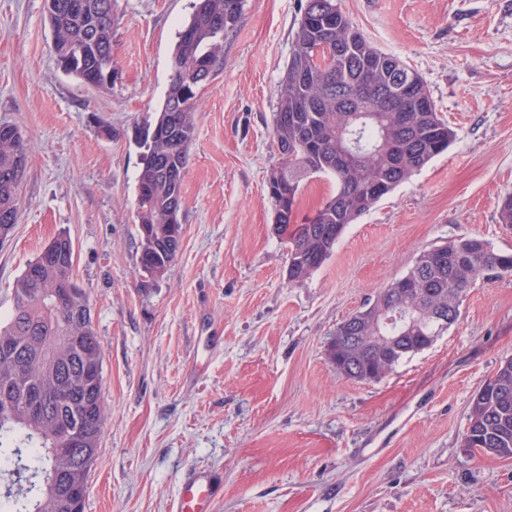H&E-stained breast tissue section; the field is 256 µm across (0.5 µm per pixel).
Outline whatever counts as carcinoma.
I'll list each match as a JSON object with an SVG mask.
<instances>
[{
    "mask_svg": "<svg viewBox=\"0 0 512 512\" xmlns=\"http://www.w3.org/2000/svg\"><path fill=\"white\" fill-rule=\"evenodd\" d=\"M60 68L82 83L112 70V0H44ZM321 17L302 6L287 70L277 86L272 134L281 155L267 184L288 182V211L276 214L275 231L288 244V276L303 280L332 254L345 229L396 187L446 151L454 131L438 115L420 75L398 57L377 49L336 0ZM243 0H196L190 21L170 57V84L155 123L144 131L147 153L138 181L140 267L163 275L180 250L181 206L173 196L182 185L194 137L197 89L222 67L224 31L241 19ZM393 82L399 99L371 102L369 112H346L337 93H362ZM288 115L286 122L280 116ZM166 123L154 134L156 123ZM27 161L19 131L0 125V172ZM335 183L332 193L305 224L294 223L305 181ZM21 180L0 177V239L19 214ZM54 260L37 256L13 288L14 308L0 320V481L22 471L26 490L2 494L8 512H78L99 453L105 418L103 351L85 292L74 304H53L74 273L75 250L60 233ZM512 274V253L490 243L460 238L422 250L403 277L383 288L362 310L340 322L327 351L338 374L350 368L360 381H377L404 359L429 347L458 319L465 292L478 280ZM400 316L378 319L388 306ZM445 311L447 323L433 317ZM493 384L469 405L462 435L466 448L512 459V358L500 362Z\"/></svg>",
    "mask_w": 512,
    "mask_h": 512,
    "instance_id": "1",
    "label": "carcinoma"
}]
</instances>
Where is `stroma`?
<instances>
[{
  "label": "stroma",
  "instance_id": "stroma-1",
  "mask_svg": "<svg viewBox=\"0 0 512 512\" xmlns=\"http://www.w3.org/2000/svg\"><path fill=\"white\" fill-rule=\"evenodd\" d=\"M194 0H115L112 83L59 68L44 0H0V124L28 150L0 243V319L58 233L103 350L106 416L84 512H171L191 467L224 475L213 512H512V459L463 448L471 398L512 357V275L467 290L457 321L378 381L338 376L337 325L461 237L512 251V0H341L423 79L456 139L349 225L321 268L288 277L267 179L276 89L300 0H245L224 66L198 92L182 246L139 265V140ZM216 347L204 375L203 337Z\"/></svg>",
  "mask_w": 512,
  "mask_h": 512
}]
</instances>
